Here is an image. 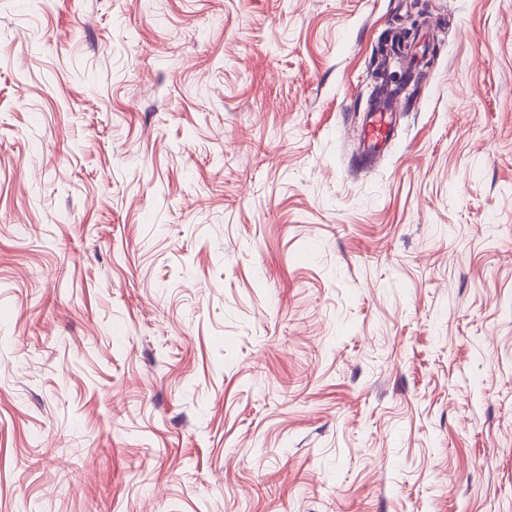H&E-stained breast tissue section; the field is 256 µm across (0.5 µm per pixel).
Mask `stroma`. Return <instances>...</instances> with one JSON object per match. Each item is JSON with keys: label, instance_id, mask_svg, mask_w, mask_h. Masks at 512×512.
Here are the masks:
<instances>
[{"label": "stroma", "instance_id": "obj_1", "mask_svg": "<svg viewBox=\"0 0 512 512\" xmlns=\"http://www.w3.org/2000/svg\"><path fill=\"white\" fill-rule=\"evenodd\" d=\"M362 162L414 0H0V512H512V0Z\"/></svg>", "mask_w": 512, "mask_h": 512}]
</instances>
